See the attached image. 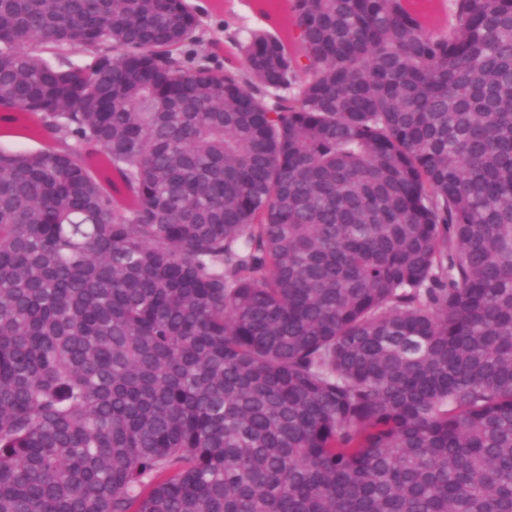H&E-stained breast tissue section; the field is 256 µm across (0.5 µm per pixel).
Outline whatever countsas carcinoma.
<instances>
[{
	"instance_id": "1",
	"label": "carcinoma",
	"mask_w": 512,
	"mask_h": 512,
	"mask_svg": "<svg viewBox=\"0 0 512 512\" xmlns=\"http://www.w3.org/2000/svg\"><path fill=\"white\" fill-rule=\"evenodd\" d=\"M289 2L0 0V512H512V0ZM263 0H186L195 7L201 21L205 41H218L224 44V22L240 40L248 37L251 30L263 27L267 18L280 24L289 22V0H268L270 17L260 11ZM409 6L424 14L431 32L440 34L454 22V0H410Z\"/></svg>"
}]
</instances>
